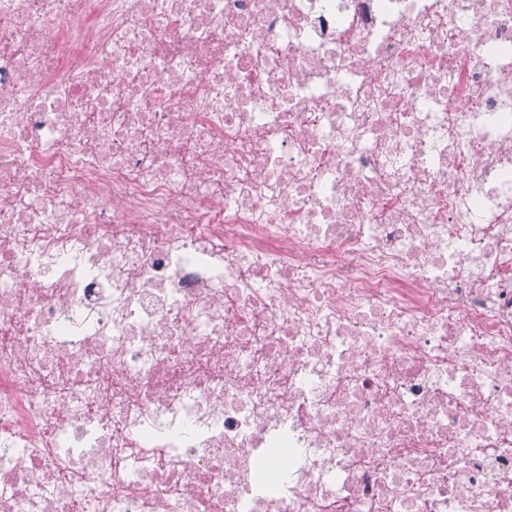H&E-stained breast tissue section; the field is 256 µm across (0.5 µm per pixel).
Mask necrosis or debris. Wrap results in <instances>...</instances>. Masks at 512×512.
<instances>
[{"label": "necrosis or debris", "instance_id": "4bbe7bcc", "mask_svg": "<svg viewBox=\"0 0 512 512\" xmlns=\"http://www.w3.org/2000/svg\"><path fill=\"white\" fill-rule=\"evenodd\" d=\"M512 512V0H0V512Z\"/></svg>", "mask_w": 512, "mask_h": 512}]
</instances>
